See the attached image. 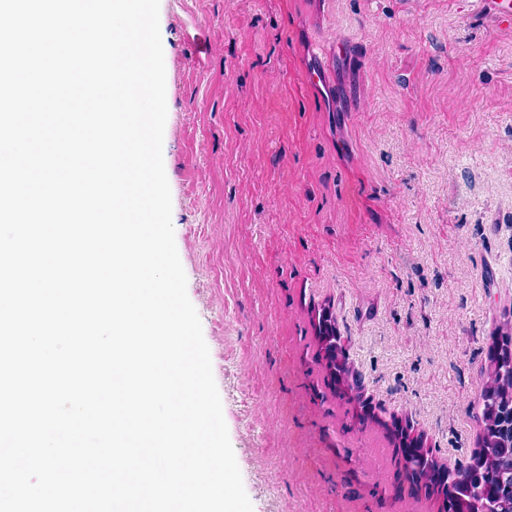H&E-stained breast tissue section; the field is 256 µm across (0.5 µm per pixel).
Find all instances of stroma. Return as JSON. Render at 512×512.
Wrapping results in <instances>:
<instances>
[{
  "mask_svg": "<svg viewBox=\"0 0 512 512\" xmlns=\"http://www.w3.org/2000/svg\"><path fill=\"white\" fill-rule=\"evenodd\" d=\"M187 294L253 512H442L512 321V27L476 0H160ZM323 78L309 86L306 75ZM328 307L360 390L318 355Z\"/></svg>",
  "mask_w": 512,
  "mask_h": 512,
  "instance_id": "obj_1",
  "label": "stroma"
}]
</instances>
